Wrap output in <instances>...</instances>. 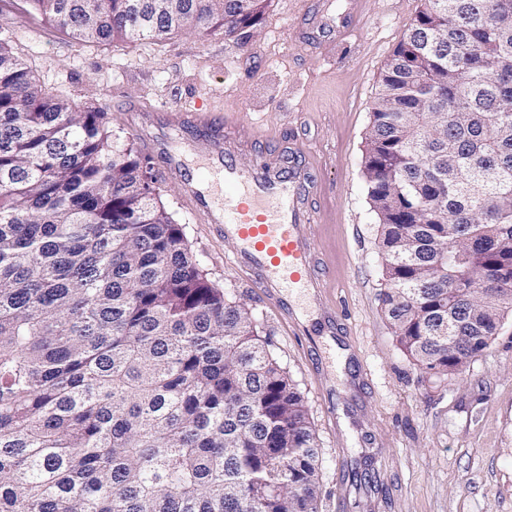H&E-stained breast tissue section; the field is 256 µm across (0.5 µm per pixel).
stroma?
<instances>
[{
    "mask_svg": "<svg viewBox=\"0 0 512 512\" xmlns=\"http://www.w3.org/2000/svg\"><path fill=\"white\" fill-rule=\"evenodd\" d=\"M423 0H269L245 45L215 31L159 41L75 43L0 0V30L47 92L74 109L106 112L120 140L153 156L161 201L184 228L216 287L252 308L268 349L303 394L319 444V512H512V314L460 375L437 378L403 353L381 302L380 226L363 169L382 74ZM352 12L353 31L320 27ZM220 114L256 156L304 149L316 180L317 220L306 228L333 339L292 323L261 289L226 265L231 242L183 201L148 137L169 108Z\"/></svg>",
    "mask_w": 512,
    "mask_h": 512,
    "instance_id": "stroma-1",
    "label": "stroma"
}]
</instances>
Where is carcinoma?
<instances>
[{
	"label": "carcinoma",
	"mask_w": 512,
	"mask_h": 512,
	"mask_svg": "<svg viewBox=\"0 0 512 512\" xmlns=\"http://www.w3.org/2000/svg\"><path fill=\"white\" fill-rule=\"evenodd\" d=\"M79 44L203 38L268 0H23ZM0 31V512H318V445L253 310L200 270L152 158ZM382 304L461 373L512 313V0H424L372 109Z\"/></svg>",
	"instance_id": "obj_1"
}]
</instances>
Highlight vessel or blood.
<instances>
[{
  "label": "vessel or blood",
  "instance_id": "obj_1",
  "mask_svg": "<svg viewBox=\"0 0 512 512\" xmlns=\"http://www.w3.org/2000/svg\"><path fill=\"white\" fill-rule=\"evenodd\" d=\"M214 124L206 112L171 111L175 128ZM237 147L226 134L214 142L196 182L185 190L188 209L233 243L230 265L246 273L290 319H297L291 295L299 292L310 304H323L315 244L305 232L316 220L310 202V166L301 160L285 167L261 157L243 168L237 162Z\"/></svg>",
  "mask_w": 512,
  "mask_h": 512
}]
</instances>
